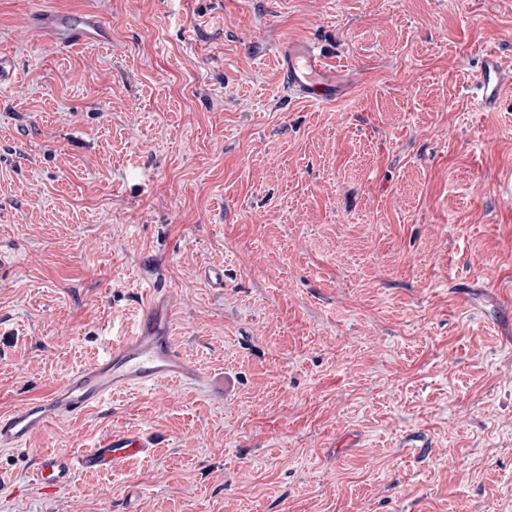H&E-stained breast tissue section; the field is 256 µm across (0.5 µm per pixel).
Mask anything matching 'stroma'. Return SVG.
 Masks as SVG:
<instances>
[{
    "label": "stroma",
    "mask_w": 512,
    "mask_h": 512,
    "mask_svg": "<svg viewBox=\"0 0 512 512\" xmlns=\"http://www.w3.org/2000/svg\"><path fill=\"white\" fill-rule=\"evenodd\" d=\"M38 10L112 42L59 52ZM291 37L354 94L288 99ZM488 51L512 73V0H0V413L154 283L202 374L0 450V512H512V86L465 91ZM112 430L151 456L34 483ZM24 24L46 31L50 41L61 48L78 44L112 42L110 27L96 12L28 15L24 18Z\"/></svg>",
    "instance_id": "35a3bbf8"
}]
</instances>
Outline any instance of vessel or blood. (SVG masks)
<instances>
[{
  "label": "vessel or blood",
  "instance_id": "obj_1",
  "mask_svg": "<svg viewBox=\"0 0 512 512\" xmlns=\"http://www.w3.org/2000/svg\"><path fill=\"white\" fill-rule=\"evenodd\" d=\"M26 26L44 30L59 47L111 42L109 26L94 12L30 15ZM277 64L286 91L293 97L320 104L345 99L352 82L331 66L321 49L295 38L280 48ZM503 72L494 53H486L480 70L468 86L478 106L493 108L501 95ZM199 372L172 335V317L164 299L146 295L130 332L114 341L99 357L75 370L62 384L39 400L0 415V448L15 449L52 422L76 418L102 407L120 392L151 389L163 381L192 384ZM152 444L136 432H113L80 454L40 453L33 476L42 490L67 487L80 471H118L127 459L146 456Z\"/></svg>",
  "mask_w": 512,
  "mask_h": 512
}]
</instances>
